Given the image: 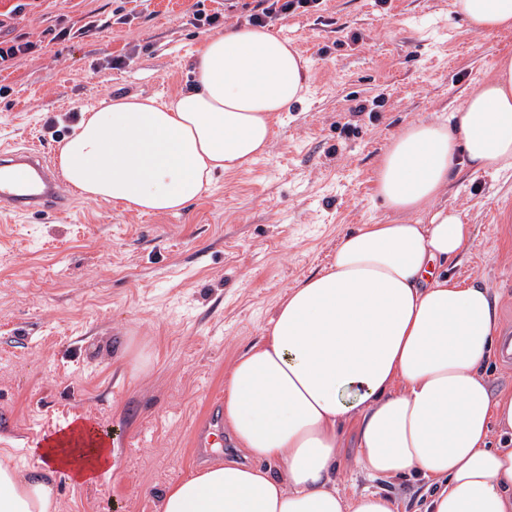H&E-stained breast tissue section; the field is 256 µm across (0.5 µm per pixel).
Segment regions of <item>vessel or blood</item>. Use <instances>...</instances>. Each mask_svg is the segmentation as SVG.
I'll list each match as a JSON object with an SVG mask.
<instances>
[{
	"label": "vessel or blood",
	"instance_id": "1",
	"mask_svg": "<svg viewBox=\"0 0 512 512\" xmlns=\"http://www.w3.org/2000/svg\"><path fill=\"white\" fill-rule=\"evenodd\" d=\"M71 194L61 193L51 172V162L45 152L36 147L20 145L6 150L0 164V209L26 216L33 213L60 214L74 202ZM224 405L219 397L208 402L205 425L194 433L199 448H220Z\"/></svg>",
	"mask_w": 512,
	"mask_h": 512
}]
</instances>
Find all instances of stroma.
<instances>
[{"mask_svg": "<svg viewBox=\"0 0 512 512\" xmlns=\"http://www.w3.org/2000/svg\"><path fill=\"white\" fill-rule=\"evenodd\" d=\"M452 0H323L269 20L307 59L308 89L268 154L177 214L80 198L67 215L0 212V460L38 469L34 446L85 419L112 434L114 469L55 480L61 512H158L194 458L191 432L232 361L290 287L358 224H403L373 174L408 124L442 120L512 54L472 32ZM253 0H0V39L32 53L0 72V146L57 151L83 109L129 94L167 100L193 83L200 14L248 23ZM66 39H57L60 30ZM123 58L113 68V58ZM377 112L355 113L362 101ZM474 227L452 273L481 278L512 330V169L464 168L437 201Z\"/></svg>", "mask_w": 512, "mask_h": 512, "instance_id": "35a3bbf8", "label": "stroma"}]
</instances>
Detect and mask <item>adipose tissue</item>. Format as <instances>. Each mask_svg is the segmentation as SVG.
<instances>
[{
	"label": "adipose tissue",
	"instance_id": "1",
	"mask_svg": "<svg viewBox=\"0 0 512 512\" xmlns=\"http://www.w3.org/2000/svg\"><path fill=\"white\" fill-rule=\"evenodd\" d=\"M476 33L512 32V0H454ZM193 84L170 101L131 94L84 111L59 149L88 199L178 213L215 175L263 156L272 119L302 99L308 63L288 39L251 25L206 37ZM512 169V55L445 121L408 125L375 172V194L413 224H362L330 262L290 288L226 372L224 424L246 459L172 482L159 512H398L377 491L347 494L345 467L420 484L416 512H512V390L492 391L499 313L477 278L450 275L470 225L435 208L460 164ZM29 475L0 462V512H59L50 475L80 484L112 468L90 424L34 449Z\"/></svg>",
	"mask_w": 512,
	"mask_h": 512
}]
</instances>
